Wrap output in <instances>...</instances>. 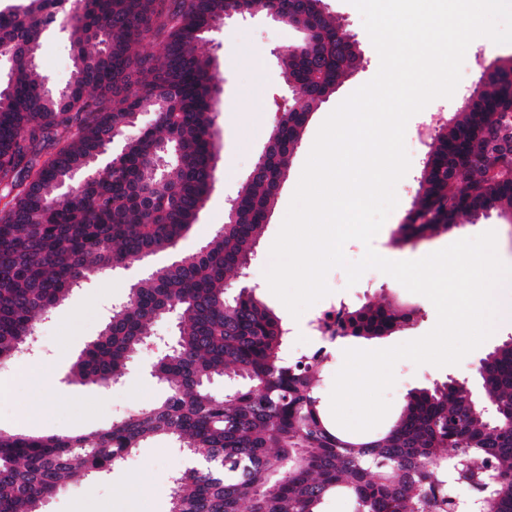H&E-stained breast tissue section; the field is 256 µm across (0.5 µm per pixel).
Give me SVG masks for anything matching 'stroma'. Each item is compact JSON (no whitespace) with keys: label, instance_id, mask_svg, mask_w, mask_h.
<instances>
[{"label":"stroma","instance_id":"obj_1","mask_svg":"<svg viewBox=\"0 0 512 512\" xmlns=\"http://www.w3.org/2000/svg\"><path fill=\"white\" fill-rule=\"evenodd\" d=\"M325 6L327 14L357 39L362 53L361 64L311 113L291 157L287 176L261 230L258 255L248 277L249 285L255 287L262 302L288 323L293 317L270 291L264 271L270 263V247L294 193L293 181L303 168L323 121L352 92L370 81L380 65L361 15L350 0H325ZM302 37L299 29L259 13L219 25L200 44V52L214 58L224 78L216 126L218 161L214 182L198 220L178 243L179 253L196 252L224 224L228 200L238 195L279 119L281 106L291 96L279 57ZM37 60L41 71L50 77L54 86H65L74 66L67 31L48 30L41 40ZM482 65L479 48L467 49L462 78L453 96L432 100L423 111L410 118L405 134L410 167L396 185L398 204L371 245L382 257L393 261L416 260L457 240L491 230L496 234L500 259L512 264V220L494 213L416 245H398L393 238L398 224L403 223L411 207L433 141V132L424 129L428 115L438 113L444 121L458 113L462 97L479 83ZM169 260L168 254L160 253L130 268L95 275L84 288L73 291L50 319L38 321L36 332L42 339L41 344L24 356L22 369L9 379L7 393L0 394V431L35 436L88 432L107 427L113 420L163 397L162 385L149 373L159 353L149 348L140 351L129 363L123 380L108 389L73 382L71 368L109 320L113 306L126 300L130 284L143 276L147 266L163 265ZM326 282L330 288L329 301L339 306L358 307L385 296L419 310L412 326L390 336L374 340H339L332 362L327 363L317 383L322 411L327 414L331 411L330 394L335 376L344 364L345 350L385 349L418 339L435 326L437 311L427 297L409 292L393 277L375 269L367 270L351 286L345 271L334 268L328 272ZM511 336L512 326L494 331L456 365L437 367L417 365L407 359L398 361L394 367L395 383L386 393L390 409L380 424L381 429H388L397 420L410 390L449 377L479 389L475 367L480 358ZM47 399L52 402L48 410L42 407ZM185 464V457L167 439H148L124 462L114 466L104 479L90 486L67 484L47 500L43 512H170L173 477ZM139 479L144 480V488L133 491L132 486Z\"/></svg>","mask_w":512,"mask_h":512}]
</instances>
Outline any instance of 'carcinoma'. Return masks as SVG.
Returning <instances> with one entry per match:
<instances>
[{
	"label": "carcinoma",
	"mask_w": 512,
	"mask_h": 512,
	"mask_svg": "<svg viewBox=\"0 0 512 512\" xmlns=\"http://www.w3.org/2000/svg\"><path fill=\"white\" fill-rule=\"evenodd\" d=\"M63 2L0 9V61L8 64L0 81V367L35 347V320L92 273L174 250L212 181L219 108L209 87L218 74L199 44L239 0H90L71 25V81L57 91L32 56ZM284 23L311 30L310 50L291 72L300 105L278 120V147L262 176L243 183L235 220L198 252L138 280L72 367L79 384L120 381L174 307L163 399L88 433L0 431V512H42L66 482L101 475L155 436L206 462L175 474L170 512H324L334 495L351 512H512V336L476 369L496 416L449 380L409 392L386 432L357 438L321 413L315 378L323 364L288 359L282 318L254 288L225 287L249 267L309 115L360 58L320 0H305ZM147 39L154 51L136 55ZM145 112L154 123L98 164L112 133ZM508 113L512 92L489 80L469 110L439 126L395 242L449 233L490 212L512 218ZM164 143L176 168L162 180L150 155ZM415 314L386 301L350 309L343 335L380 339ZM223 376L236 384L220 397L210 385Z\"/></svg>",
	"instance_id": "obj_1"
}]
</instances>
